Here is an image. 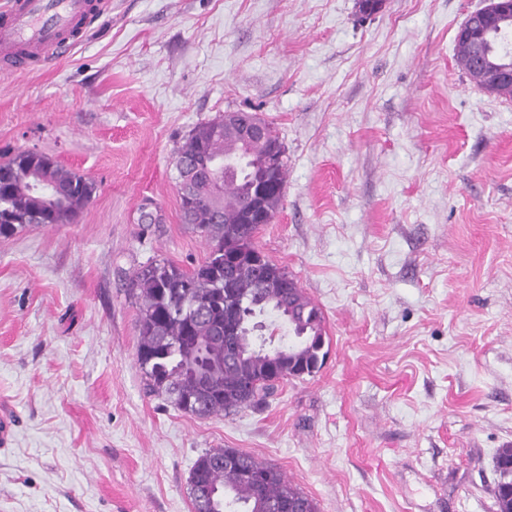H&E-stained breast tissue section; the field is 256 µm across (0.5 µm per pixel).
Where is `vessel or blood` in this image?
Masks as SVG:
<instances>
[{
  "label": "vessel or blood",
  "mask_w": 512,
  "mask_h": 512,
  "mask_svg": "<svg viewBox=\"0 0 512 512\" xmlns=\"http://www.w3.org/2000/svg\"><path fill=\"white\" fill-rule=\"evenodd\" d=\"M110 11V0H8L0 14V67L25 68L70 51Z\"/></svg>",
  "instance_id": "vessel-or-blood-1"
}]
</instances>
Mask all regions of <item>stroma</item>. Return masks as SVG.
<instances>
[{
  "instance_id": "obj_1",
  "label": "stroma",
  "mask_w": 512,
  "mask_h": 512,
  "mask_svg": "<svg viewBox=\"0 0 512 512\" xmlns=\"http://www.w3.org/2000/svg\"><path fill=\"white\" fill-rule=\"evenodd\" d=\"M484 0H112L65 56L0 71V157L96 185L0 239V512H193L199 454L276 465L319 512H496L512 445V99L459 68ZM257 113L288 156L254 242L322 308L329 354L268 406L196 418L148 392L137 268L207 256L176 148ZM152 212L155 223L140 220ZM497 481L494 495L498 512H512V446L500 448L493 459Z\"/></svg>"
}]
</instances>
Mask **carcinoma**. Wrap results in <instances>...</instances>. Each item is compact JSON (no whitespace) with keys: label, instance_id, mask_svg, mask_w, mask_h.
I'll use <instances>...</instances> for the list:
<instances>
[{"label":"carcinoma","instance_id":"cac0c4a2","mask_svg":"<svg viewBox=\"0 0 512 512\" xmlns=\"http://www.w3.org/2000/svg\"><path fill=\"white\" fill-rule=\"evenodd\" d=\"M512 29L486 37L495 54H512ZM261 145L243 146L224 132L218 116L195 127L177 148V172L192 167V197L180 200L182 219L204 238L203 263L187 272L156 260L132 277L130 291L139 305L137 362L150 391L172 399L182 412L204 418L261 408L276 386L316 374L326 353L322 309L284 267L266 260L265 273L251 259L258 231L245 213L251 202L255 163ZM288 158L273 174L265 200L274 217L284 197ZM44 182L61 195L49 207L34 190ZM96 192L93 182L61 166L51 156L20 149L0 161V238L32 225L69 224ZM288 326L289 337L265 335L266 318ZM255 384L250 393L241 381ZM233 454L231 463L224 454ZM497 512H512V446L493 459ZM195 512H318L317 504L275 466L233 448L198 456L190 471Z\"/></svg>","mask_w":512,"mask_h":512}]
</instances>
